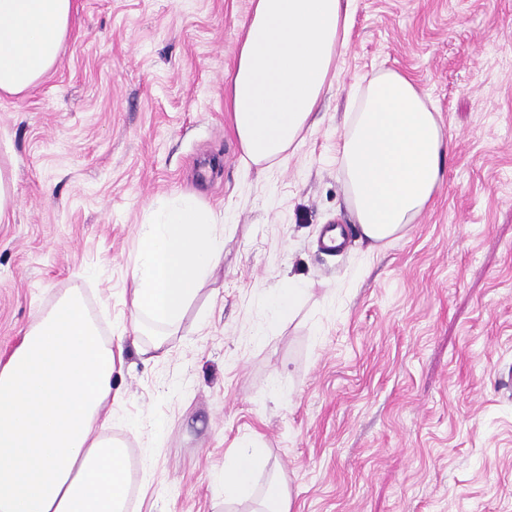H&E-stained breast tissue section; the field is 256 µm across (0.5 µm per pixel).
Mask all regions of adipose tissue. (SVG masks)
<instances>
[{
	"instance_id": "adipose-tissue-1",
	"label": "adipose tissue",
	"mask_w": 512,
	"mask_h": 512,
	"mask_svg": "<svg viewBox=\"0 0 512 512\" xmlns=\"http://www.w3.org/2000/svg\"><path fill=\"white\" fill-rule=\"evenodd\" d=\"M228 99L246 166L269 167L314 124L348 46L351 0H251ZM74 0H0V92L23 94L59 62ZM340 144L347 200L370 246L396 238L448 176V137L404 74L366 76ZM224 250L221 218L195 196L150 205L131 270L134 318L161 349ZM112 343L80 291L61 295L0 364V512H127L126 445L105 431ZM266 448L238 449L225 501L250 498Z\"/></svg>"
}]
</instances>
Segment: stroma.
<instances>
[{"instance_id": "obj_1", "label": "stroma", "mask_w": 512, "mask_h": 512, "mask_svg": "<svg viewBox=\"0 0 512 512\" xmlns=\"http://www.w3.org/2000/svg\"><path fill=\"white\" fill-rule=\"evenodd\" d=\"M250 0H75L57 66L0 95V360L81 289L122 362L109 430L133 512H215L267 448L290 512H512V0H356L340 82L280 164L246 169L226 88ZM408 76L448 179L404 235L363 241L336 158L355 85ZM196 195L224 256L163 351L127 289L147 206ZM308 293L270 324L264 292ZM269 464L267 448L260 444L239 448L224 464V471L219 475L224 485V502L250 498L256 474L268 468Z\"/></svg>"}]
</instances>
